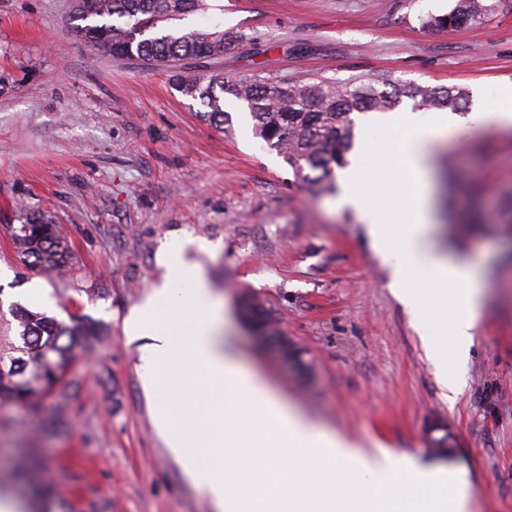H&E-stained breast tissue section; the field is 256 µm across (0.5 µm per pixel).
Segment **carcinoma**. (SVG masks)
Returning <instances> with one entry per match:
<instances>
[{
  "instance_id": "carcinoma-1",
  "label": "carcinoma",
  "mask_w": 512,
  "mask_h": 512,
  "mask_svg": "<svg viewBox=\"0 0 512 512\" xmlns=\"http://www.w3.org/2000/svg\"><path fill=\"white\" fill-rule=\"evenodd\" d=\"M214 8L211 0H74L75 18L83 24L75 34L85 45L117 58H138L164 66L183 96L200 101L208 111L200 116L219 126L229 122L224 95L240 101L254 121L255 135L283 155L288 165L321 188L333 167L345 163L353 146L355 113L390 111L403 97L419 106L456 108L464 94L453 88L403 85L369 78L338 88L321 79L305 83L259 75L228 79L195 73L185 61L205 63L224 55L236 40L232 33L166 30L158 24ZM487 11L483 0H458L448 14L434 19L450 29L480 20ZM387 86L378 90L376 84ZM13 252L23 261L53 275L67 270L73 259L68 239L53 217L42 210L26 211L21 223L9 227ZM243 313L258 336L274 333L275 319L255 298L243 301ZM13 323L0 329V406L21 403L37 417L66 368L92 352L102 340V327L89 319L60 320L17 302L9 305Z\"/></svg>"
}]
</instances>
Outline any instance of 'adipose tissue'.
Instances as JSON below:
<instances>
[{
	"instance_id": "ef3b65f1",
	"label": "adipose tissue",
	"mask_w": 512,
	"mask_h": 512,
	"mask_svg": "<svg viewBox=\"0 0 512 512\" xmlns=\"http://www.w3.org/2000/svg\"><path fill=\"white\" fill-rule=\"evenodd\" d=\"M396 143L395 184L372 170L350 168L337 204L355 211L374 248L396 256L392 287L425 339L448 400L462 388L456 368L474 344L489 286L479 264L452 262L434 244L431 223V148L454 130L447 113L429 124L405 115ZM396 189L387 213L380 200ZM187 242L169 239L158 260L165 269L125 320L128 339H144V390L156 404L155 426L215 512H400L387 484L429 486L432 471L407 454L364 455L283 404L257 379L242 374L222 337L223 319L202 266L186 257ZM456 290L451 339L430 336L422 289ZM252 449L246 460L238 451Z\"/></svg>"
}]
</instances>
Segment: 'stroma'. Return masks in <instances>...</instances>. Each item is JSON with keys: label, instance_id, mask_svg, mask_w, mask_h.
I'll return each instance as SVG.
<instances>
[{"label": "stroma", "instance_id": "obj_1", "mask_svg": "<svg viewBox=\"0 0 512 512\" xmlns=\"http://www.w3.org/2000/svg\"><path fill=\"white\" fill-rule=\"evenodd\" d=\"M481 24L429 20L457 0H221L182 29L232 31L237 39L207 73L311 76L345 86L384 75L399 83L460 87L456 112L474 129L435 150L438 240L449 257L482 263L491 293L482 328L461 366L466 384L447 401L434 363L390 288L391 261L377 255L341 189L319 191L253 134L246 108L225 97L232 126L199 116L168 72L81 43L71 0H0V227L20 207L50 211L70 240L65 280L23 266L0 236V298L27 299L46 285L48 314L103 322L108 339L66 373L43 404L0 408V493L39 512L17 470L62 512H211L165 448L141 384L138 343L123 321L160 280L157 254L173 236L204 240L192 252L220 304L241 365L287 406L352 447L417 456L470 483L472 512H512V134L477 127L512 84V0H487ZM366 163L395 161L383 115L354 117ZM254 297L279 335L302 352L285 360L258 340L243 314ZM455 453L429 451L435 421Z\"/></svg>", "mask_w": 512, "mask_h": 512}]
</instances>
